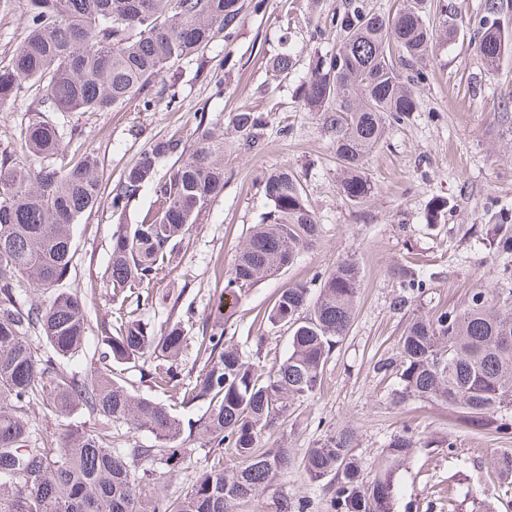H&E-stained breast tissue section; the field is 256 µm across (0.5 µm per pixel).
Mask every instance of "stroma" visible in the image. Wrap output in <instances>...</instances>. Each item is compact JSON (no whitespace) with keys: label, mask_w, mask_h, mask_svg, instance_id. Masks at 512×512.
I'll list each match as a JSON object with an SVG mask.
<instances>
[{"label":"stroma","mask_w":512,"mask_h":512,"mask_svg":"<svg viewBox=\"0 0 512 512\" xmlns=\"http://www.w3.org/2000/svg\"><path fill=\"white\" fill-rule=\"evenodd\" d=\"M343 0H264L261 11L244 5L236 33L207 46L199 61H183L162 73L154 88L156 108L140 111L137 102L107 112H47L45 120L62 134V149L52 160L60 167L86 152L98 159L103 193H110L127 167L161 137L178 139L176 152L155 167V180L168 177L191 151L200 117L215 122L224 136V192L203 209L181 243L163 280L148 294L124 293L126 312L161 328L189 315V339L179 360L184 385H192L202 364L198 349L215 303L254 224L270 205L263 176L274 169L296 173L307 203L320 224L312 245L276 275L244 288L224 326L225 337L261 363L288 354L287 327H259L255 315L269 307L278 291L294 282L326 275L337 261L351 257L361 269L353 325L333 352L316 394L296 399L285 424L265 434L268 448H290L294 462L276 486L241 502L235 512H274L276 498L305 501L309 512H326L321 483L301 465L308 449L339 427L354 435V452L367 468L385 456L390 437L412 424L422 439L448 437L454 451L418 447L398 474L395 512H426L429 501L448 492L457 459L471 463V484L488 496L495 512H512V500L499 495L492 478L499 457L512 453V434L499 435L462 423L447 404L418 397L394 402L393 377L374 366L395 354L405 326L416 312L461 304L475 291L499 286L512 255L479 249L485 224L499 210L512 213V54L496 70L485 68L473 39V20L483 0H444L460 33L436 39L422 67L426 78L415 90L420 108L402 125L391 126L368 155L365 173L375 186L360 206L339 193L338 170L330 136L316 113L308 111L300 88L317 56L336 48L332 18ZM29 14L24 0L0 7V66L7 65L22 37ZM294 60L291 74L275 72L270 58ZM262 113L260 145L245 149L231 119L240 107ZM35 99L0 107V157L21 155V131L34 115ZM152 186L124 210L108 201L85 214L72 228L75 254L62 288L86 301L90 338L116 306L103 284L117 225L136 224L151 208ZM415 268L422 294L404 309L393 301L402 288L393 268Z\"/></svg>","instance_id":"1"}]
</instances>
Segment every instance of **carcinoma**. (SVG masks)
I'll return each mask as SVG.
<instances>
[{
	"mask_svg": "<svg viewBox=\"0 0 512 512\" xmlns=\"http://www.w3.org/2000/svg\"><path fill=\"white\" fill-rule=\"evenodd\" d=\"M29 23L10 63L0 69V105L38 95L55 112H100L133 100L144 112L157 105L147 93L168 66L192 61L212 42L241 24L242 0H25ZM424 0H403L392 15L366 0H344L334 23L336 50L317 59L304 81V105L319 115L333 138L343 198L358 205L374 191L365 158L386 129L408 120L419 103L410 84L425 79L422 63L434 41V22ZM512 0H484L474 21L477 52L487 43L500 53L484 64L495 69L512 53V28L501 23ZM232 123L244 146L258 145L262 115L241 109ZM177 143L161 139L143 152L111 191L117 212L153 181L158 159ZM61 149L58 129L46 120L25 127L23 150L43 160ZM97 162L86 155L60 168L21 167L0 159V512H232L260 496L293 462L290 449L260 446L263 433L282 424L290 403L316 393L333 351L355 316L360 268L336 262L318 292L306 283L283 289L261 321L291 329L288 356L265 367L224 341L241 290L291 265L299 248L313 244L320 224L297 175L274 170L265 177L270 211L253 226L217 304L222 317L201 336L204 361L183 400L205 402L202 416L183 420L175 409L131 393L106 364L141 365L157 388L182 384L176 361L186 346L182 321L157 332L147 322L119 317L100 324L104 355L92 359L85 377L61 361L86 349L84 300L56 292L71 272V226L100 201ZM224 192V138L198 124L190 157L155 183L154 202L142 221L118 225L105 271L106 287L119 296L160 280L195 217ZM479 243L512 252V224L487 225ZM411 294L423 283L402 268ZM48 295L41 303L20 300V286ZM377 372L394 371V396L448 403L464 423L496 434L512 433V270L501 285L473 293L462 305L434 316H416L399 339L395 356ZM39 399L56 428L37 434L27 419ZM82 409L91 426L72 421ZM154 437L151 445L112 447V424ZM215 449L210 464L174 499L159 489L177 475L190 449L183 433ZM420 443L405 425L386 445V462L375 474L355 458L352 435L339 429L303 457L312 480L324 482L326 512H394L396 471ZM239 460L224 467V449ZM143 461L153 468L139 471ZM500 487L512 489V455L497 463Z\"/></svg>",
	"mask_w": 512,
	"mask_h": 512,
	"instance_id": "1",
	"label": "carcinoma"
}]
</instances>
